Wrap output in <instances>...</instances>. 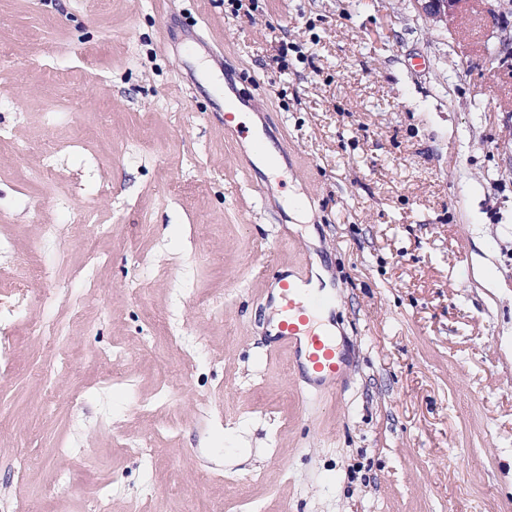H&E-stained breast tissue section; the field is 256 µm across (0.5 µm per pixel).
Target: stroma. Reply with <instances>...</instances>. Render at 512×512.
I'll use <instances>...</instances> for the list:
<instances>
[{
	"mask_svg": "<svg viewBox=\"0 0 512 512\" xmlns=\"http://www.w3.org/2000/svg\"><path fill=\"white\" fill-rule=\"evenodd\" d=\"M242 4L0 0V305L21 259L43 268L0 382V512H93L106 491L126 512L148 482L145 512L242 493L262 512H512V12ZM239 78L276 172L208 95ZM62 139L79 146L45 160ZM80 211L100 226L82 244ZM296 259L335 290L350 361L308 401L287 354L262 359L266 276ZM115 349L132 361L113 387ZM162 388L178 435L149 462L138 404ZM214 399L223 415L197 414Z\"/></svg>",
	"mask_w": 512,
	"mask_h": 512,
	"instance_id": "obj_1",
	"label": "stroma"
}]
</instances>
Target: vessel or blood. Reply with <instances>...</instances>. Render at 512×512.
I'll list each match as a JSON object with an SVG mask.
<instances>
[{
  "label": "vessel or blood",
  "instance_id": "1",
  "mask_svg": "<svg viewBox=\"0 0 512 512\" xmlns=\"http://www.w3.org/2000/svg\"><path fill=\"white\" fill-rule=\"evenodd\" d=\"M239 101L224 99V128L234 137L249 139L256 153H264L266 134L236 124ZM268 299L274 319L265 354L275 358L287 352L290 375L306 392L334 395L348 370V361L336 343L335 332L323 319L336 308V295L314 276L308 262L274 271Z\"/></svg>",
  "mask_w": 512,
  "mask_h": 512
}]
</instances>
